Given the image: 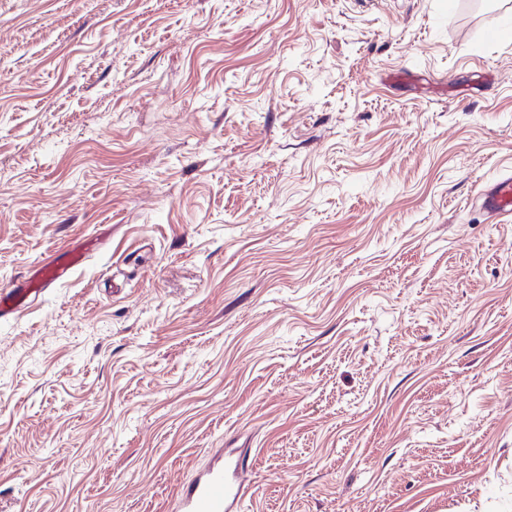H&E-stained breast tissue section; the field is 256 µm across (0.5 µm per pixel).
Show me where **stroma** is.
Listing matches in <instances>:
<instances>
[{
  "label": "stroma",
  "mask_w": 512,
  "mask_h": 512,
  "mask_svg": "<svg viewBox=\"0 0 512 512\" xmlns=\"http://www.w3.org/2000/svg\"><path fill=\"white\" fill-rule=\"evenodd\" d=\"M512 0H0V512H512ZM481 209L491 224L512 215V171L501 172L479 193ZM85 257L86 252L79 246L49 255L12 288L0 289V319L18 316L49 288L68 281ZM251 448H224V456L196 474L180 494L178 512H239L250 497L242 479Z\"/></svg>",
  "instance_id": "obj_1"
}]
</instances>
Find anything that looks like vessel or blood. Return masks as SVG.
Here are the masks:
<instances>
[{
  "mask_svg": "<svg viewBox=\"0 0 512 512\" xmlns=\"http://www.w3.org/2000/svg\"><path fill=\"white\" fill-rule=\"evenodd\" d=\"M490 223L512 215V171L500 173L479 193ZM86 257L81 247L49 255L12 287L0 289V319L15 317L49 288L68 281ZM251 449L228 448L216 463L196 474L180 494L178 512H241L250 495L242 479L251 463Z\"/></svg>",
  "mask_w": 512,
  "mask_h": 512,
  "instance_id": "vessel-or-blood-1",
  "label": "vessel or blood"
}]
</instances>
